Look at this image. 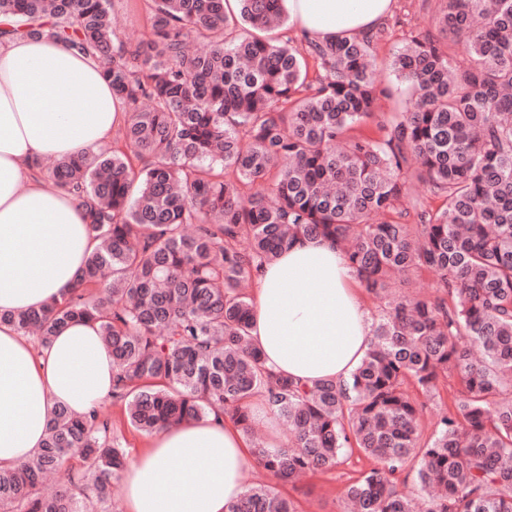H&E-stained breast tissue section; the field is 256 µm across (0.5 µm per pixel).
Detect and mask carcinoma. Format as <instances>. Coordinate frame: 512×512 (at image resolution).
Segmentation results:
<instances>
[{"mask_svg":"<svg viewBox=\"0 0 512 512\" xmlns=\"http://www.w3.org/2000/svg\"><path fill=\"white\" fill-rule=\"evenodd\" d=\"M110 0H0L29 29L44 16L95 57L125 104L112 146L43 168L73 194L99 247L70 295L0 314L39 344L73 321L98 324L115 365L112 399L152 434L221 411L253 433L263 398L291 440H252L280 480L330 469L357 450L377 466L346 488L356 512H512V0H441L431 27L388 64L411 106L376 123L388 94L372 59L381 32L308 41L261 35L283 0H150L151 28L117 40ZM444 199L402 224L414 182ZM341 248L380 301L368 350L341 384L269 371L250 335L247 284L294 241ZM426 268L433 298L395 278ZM455 373L454 410L421 442L422 405ZM127 451L108 420L59 406L43 447L0 470V512H114ZM227 512H296L253 484Z\"/></svg>","mask_w":512,"mask_h":512,"instance_id":"obj_1","label":"carcinoma"}]
</instances>
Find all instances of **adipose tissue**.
Masks as SVG:
<instances>
[{
    "label": "adipose tissue",
    "instance_id": "1",
    "mask_svg": "<svg viewBox=\"0 0 512 512\" xmlns=\"http://www.w3.org/2000/svg\"><path fill=\"white\" fill-rule=\"evenodd\" d=\"M293 27L321 41L375 28L394 0H287ZM123 102L93 57L50 32L0 39V469L41 448L54 410L86 413L112 392V352L97 324L72 323L35 347L6 313L38 308L74 285L99 245L66 192L38 165L111 141ZM340 249L303 238L253 282V344L266 367L308 386L343 382L368 349L370 320ZM251 445L207 416L154 432L123 472L124 512H224L245 491Z\"/></svg>",
    "mask_w": 512,
    "mask_h": 512
}]
</instances>
